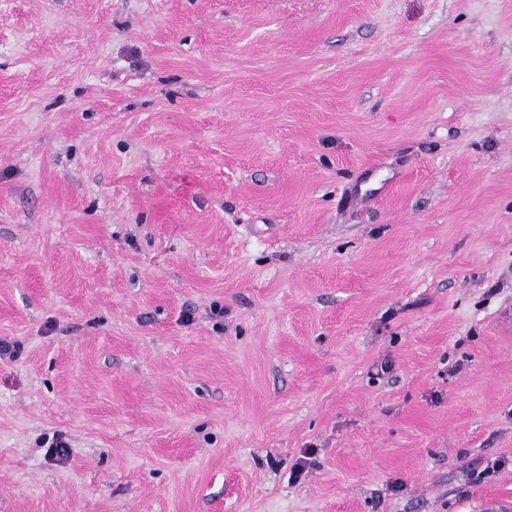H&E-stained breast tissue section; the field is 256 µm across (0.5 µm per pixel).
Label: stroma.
Returning a JSON list of instances; mask_svg holds the SVG:
<instances>
[{"mask_svg": "<svg viewBox=\"0 0 512 512\" xmlns=\"http://www.w3.org/2000/svg\"><path fill=\"white\" fill-rule=\"evenodd\" d=\"M0 340V512H512V0H0Z\"/></svg>", "mask_w": 512, "mask_h": 512, "instance_id": "35a3bbf8", "label": "stroma"}]
</instances>
